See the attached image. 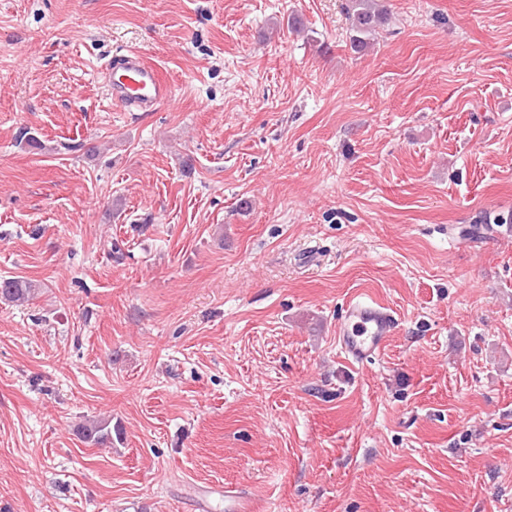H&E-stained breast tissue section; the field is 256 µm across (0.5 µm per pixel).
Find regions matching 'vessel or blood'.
<instances>
[{
    "instance_id": "b4317fda",
    "label": "vessel or blood",
    "mask_w": 512,
    "mask_h": 512,
    "mask_svg": "<svg viewBox=\"0 0 512 512\" xmlns=\"http://www.w3.org/2000/svg\"><path fill=\"white\" fill-rule=\"evenodd\" d=\"M105 76L114 101L128 109L149 112L162 102H172L170 83L159 70L134 50L110 59ZM396 328L388 308L371 300L349 302L338 325V342L351 363L363 365L384 349Z\"/></svg>"
}]
</instances>
